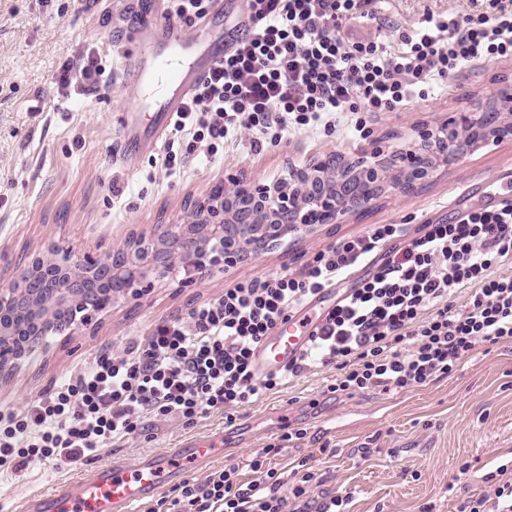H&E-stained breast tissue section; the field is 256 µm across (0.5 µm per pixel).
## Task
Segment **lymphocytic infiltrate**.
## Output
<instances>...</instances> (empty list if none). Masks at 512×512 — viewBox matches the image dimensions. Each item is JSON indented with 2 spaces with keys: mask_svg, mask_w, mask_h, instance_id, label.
Masks as SVG:
<instances>
[{
  "mask_svg": "<svg viewBox=\"0 0 512 512\" xmlns=\"http://www.w3.org/2000/svg\"><path fill=\"white\" fill-rule=\"evenodd\" d=\"M379 0H246V20L224 58L193 90L173 127L218 155L225 138L247 129L254 146L279 145L311 129L332 135L348 118L357 139L370 119L425 97L433 81L454 80L467 64L512 60V0H469L465 10L427 15L417 31H399V48L350 37L347 23L390 21ZM384 261L337 301L286 368L254 376L252 356L264 338L307 300L323 295L376 250ZM512 200L429 222L416 235L402 224H373L313 254L297 274L242 278L187 320L154 324L122 353L103 352L53 382L22 410L0 412V466L23 471L36 461L74 468L134 436L145 419L191 425L230 411L260 391L320 363L337 370V392L409 389L450 374L481 343L512 339ZM464 305L455 298L462 289ZM275 446L251 462L187 481L151 512H334L347 497L316 502L310 473L290 495L268 462Z\"/></svg>",
  "mask_w": 512,
  "mask_h": 512,
  "instance_id": "1",
  "label": "lymphocytic infiltrate"
}]
</instances>
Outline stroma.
Wrapping results in <instances>:
<instances>
[{"mask_svg":"<svg viewBox=\"0 0 512 512\" xmlns=\"http://www.w3.org/2000/svg\"><path fill=\"white\" fill-rule=\"evenodd\" d=\"M466 0H384L395 30L377 31L365 19L349 22L356 36L393 45L397 28L419 29L426 12L444 13ZM169 0H0V256L18 259L47 239L68 241L80 254L121 247L130 232L186 221L191 201L232 179L271 183L332 152L394 150L418 132L439 130L449 117L482 104L499 107L512 87V61L469 65L452 82L433 84L427 97L372 121L364 141L348 131L288 138L261 151L248 131L225 146L222 159L196 150L182 166L167 169L163 151L127 153L122 121L137 107L118 65L135 48L133 35L165 16ZM96 57L105 73L99 84L59 77L77 54ZM512 165V141L489 142L440 167L412 197L388 196L367 211L324 225L311 237L287 239L255 262L227 267L191 285L165 279L144 295L112 307L92 336L50 339L16 379L0 381V410L18 409L55 379L100 351L121 352L128 337L147 335L157 321L186 317L196 304L218 297L235 280L300 272L313 254L372 224H402L415 235L425 221L455 222L483 205L481 193L454 201L456 192L496 179ZM120 195H113L112 184ZM336 371L317 367L287 385L241 405L231 417L208 414L192 425L148 419L139 434L92 457V464L128 465L174 451L184 438L223 432L249 416L262 422L248 435L230 434L234 455L216 456L210 468L238 467L252 479L250 463L268 444H282L270 465L285 473L306 459L320 500L352 493L350 512H459L477 497L499 467L512 471V341L482 344L450 376L423 387L383 393L333 392ZM302 439H294L295 431ZM334 455L324 454V447ZM467 474H460L461 465ZM76 469L35 462L17 472L0 467V512H30L42 492L79 477Z\"/></svg>","mask_w":512,"mask_h":512,"instance_id":"obj_1","label":"stroma"}]
</instances>
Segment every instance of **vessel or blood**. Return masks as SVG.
Wrapping results in <instances>:
<instances>
[{"instance_id":"1","label":"vessel or blood","mask_w":512,"mask_h":512,"mask_svg":"<svg viewBox=\"0 0 512 512\" xmlns=\"http://www.w3.org/2000/svg\"><path fill=\"white\" fill-rule=\"evenodd\" d=\"M161 28L171 35L169 53L163 57L149 54L146 47L152 43V36L139 35L140 48L127 59L124 83L127 89L151 99L160 121L165 122L181 111L187 96L224 52L208 48L206 37L182 38L170 21H162ZM315 318L313 309H305L265 337L256 350L255 374L261 376L286 367L305 343ZM223 445L220 435L189 437L183 440L179 452L194 468L201 469L222 453ZM168 458L163 452L133 469L115 463L91 470L80 480L39 495L34 508L36 512H133L135 504L153 496L174 478Z\"/></svg>"}]
</instances>
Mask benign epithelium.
I'll list each match as a JSON object with an SVG mask.
<instances>
[{"label":"benign epithelium","instance_id":"benign-epithelium-1","mask_svg":"<svg viewBox=\"0 0 512 512\" xmlns=\"http://www.w3.org/2000/svg\"><path fill=\"white\" fill-rule=\"evenodd\" d=\"M452 142L431 150L425 129L408 149L371 156L335 153L288 167L271 184L237 181L193 203L186 222L158 224L150 236L131 234L125 244L96 256L79 255L67 242L49 240L14 264L0 280V380L11 379L49 336L66 341L94 332L93 316L140 295L151 278L192 283L202 275L259 256L284 239L316 233L324 224L370 208L378 199L412 195L436 168L489 140L512 138V122L497 109L461 112L448 123Z\"/></svg>","mask_w":512,"mask_h":512}]
</instances>
